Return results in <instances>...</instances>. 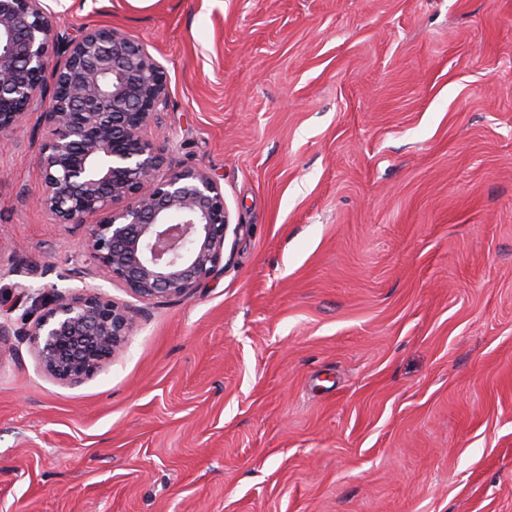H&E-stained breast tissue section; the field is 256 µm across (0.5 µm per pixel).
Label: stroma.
Instances as JSON below:
<instances>
[{
	"label": "stroma",
	"mask_w": 512,
	"mask_h": 512,
	"mask_svg": "<svg viewBox=\"0 0 512 512\" xmlns=\"http://www.w3.org/2000/svg\"><path fill=\"white\" fill-rule=\"evenodd\" d=\"M167 76L151 136L220 185L196 292L146 305L0 151V512H512V0H44ZM88 270L85 280L67 269ZM135 307L77 386L18 285Z\"/></svg>",
	"instance_id": "obj_1"
}]
</instances>
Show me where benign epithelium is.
Wrapping results in <instances>:
<instances>
[{
	"label": "benign epithelium",
	"mask_w": 512,
	"mask_h": 512,
	"mask_svg": "<svg viewBox=\"0 0 512 512\" xmlns=\"http://www.w3.org/2000/svg\"><path fill=\"white\" fill-rule=\"evenodd\" d=\"M66 56L54 88L42 77ZM49 98L35 202L56 223L85 231L99 266L139 300L192 295L224 254L229 215L217 181L202 168L169 165L148 130L168 97L158 62L128 33L61 35L42 0H0V148L37 98ZM134 308L100 293L52 289L29 333L53 379L78 385L118 355Z\"/></svg>",
	"instance_id": "benign-epithelium-1"
}]
</instances>
